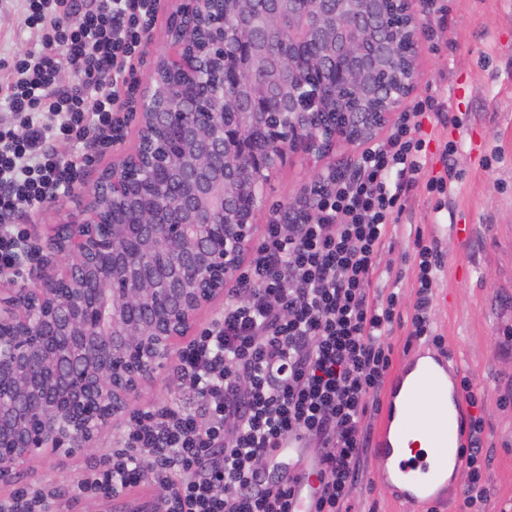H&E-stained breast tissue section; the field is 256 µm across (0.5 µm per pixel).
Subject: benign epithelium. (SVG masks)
Instances as JSON below:
<instances>
[{"label":"benign epithelium","mask_w":512,"mask_h":512,"mask_svg":"<svg viewBox=\"0 0 512 512\" xmlns=\"http://www.w3.org/2000/svg\"><path fill=\"white\" fill-rule=\"evenodd\" d=\"M418 2L173 0L127 115L134 146L82 208L26 238L24 262L50 254L40 278L0 290V484L37 458L91 450L194 339L238 274L262 185L298 158L316 168L340 142L373 141L406 109ZM171 136L178 156L160 151Z\"/></svg>","instance_id":"7a95c632"}]
</instances>
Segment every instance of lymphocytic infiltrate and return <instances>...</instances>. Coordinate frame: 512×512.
Listing matches in <instances>:
<instances>
[{"label":"lymphocytic infiltrate","mask_w":512,"mask_h":512,"mask_svg":"<svg viewBox=\"0 0 512 512\" xmlns=\"http://www.w3.org/2000/svg\"><path fill=\"white\" fill-rule=\"evenodd\" d=\"M23 2L40 49L13 57L5 97L13 120L0 122V273L21 268L27 230L14 216L70 194L82 163L111 139L157 0ZM74 10L81 19L73 25L66 17ZM66 65L80 70L78 83L60 82ZM427 112L460 123L440 93L428 94L354 166L327 168L303 201L271 212L224 291L223 312L178 354L198 407L137 411L74 498H116L149 476L164 491L153 512H293L299 464L281 450L295 439L317 451L314 512H352L370 443L363 420L380 410L394 354L386 337L399 315L398 293H371L378 257L411 191L448 189L445 179L422 178L419 118ZM62 138L71 158L55 149ZM414 247L408 338L438 346L429 313L443 253L420 235ZM484 439L475 414L458 512H476L489 496Z\"/></svg>","instance_id":"lymphocytic-infiltrate-1"}]
</instances>
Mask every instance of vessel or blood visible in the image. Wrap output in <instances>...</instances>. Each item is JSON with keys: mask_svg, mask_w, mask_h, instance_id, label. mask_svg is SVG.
<instances>
[{"mask_svg": "<svg viewBox=\"0 0 512 512\" xmlns=\"http://www.w3.org/2000/svg\"><path fill=\"white\" fill-rule=\"evenodd\" d=\"M459 363L442 354L424 350L408 353L401 371L387 383V404L374 454L383 465L382 481L401 498L419 504L437 502L451 493L449 459H460L466 440L463 422L465 395L458 385ZM435 398L433 417L418 426L416 399L424 392ZM422 439L437 457H404V449Z\"/></svg>", "mask_w": 512, "mask_h": 512, "instance_id": "b4317fda", "label": "vessel or blood"}]
</instances>
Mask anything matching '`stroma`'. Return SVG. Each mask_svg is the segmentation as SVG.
<instances>
[{"mask_svg": "<svg viewBox=\"0 0 512 512\" xmlns=\"http://www.w3.org/2000/svg\"><path fill=\"white\" fill-rule=\"evenodd\" d=\"M22 0H0V86L12 78L14 53L32 48L35 40L23 23ZM420 80L414 91L423 96L440 88L450 113L462 127L423 122L427 177L454 172L451 192H411L397 224L378 257L373 292H397L400 319L388 337L395 360H402L413 315L415 233L437 238L444 263L430 313L432 325L445 339L447 355L457 358L463 373L474 379L481 397L489 497L484 512L512 507V0H448V25L423 40ZM454 154H446L448 143ZM116 146L95 153L70 195L56 198L27 218V229L44 231L59 213L76 210ZM311 179L304 162L281 171L264 188L267 209L283 208L301 195ZM188 389L176 368L159 372L142 388L134 409L153 404H183ZM120 428L102 430L94 451L39 459L20 472L13 485L0 488V500L25 484L51 485L56 496L50 512H152L156 487L142 485L111 500L70 504L72 489L98 454L115 448ZM353 512H424L396 501L381 482V465L366 455L353 498Z\"/></svg>", "mask_w": 512, "mask_h": 512, "instance_id": "1", "label": "stroma"}]
</instances>
